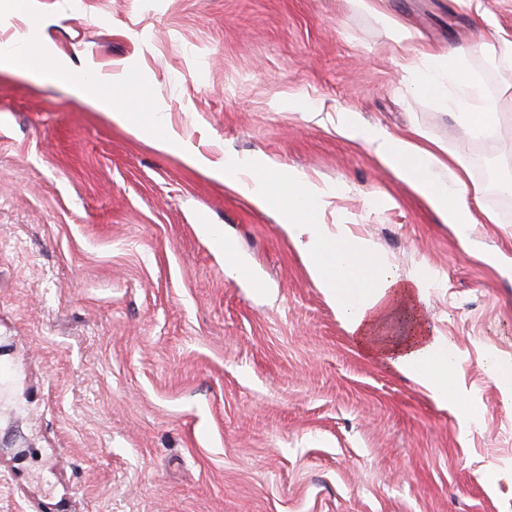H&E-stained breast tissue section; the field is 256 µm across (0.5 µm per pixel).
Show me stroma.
<instances>
[{"label":"stroma","instance_id":"1","mask_svg":"<svg viewBox=\"0 0 512 512\" xmlns=\"http://www.w3.org/2000/svg\"><path fill=\"white\" fill-rule=\"evenodd\" d=\"M0 0V37L109 74L184 148L262 157L321 193L402 273L426 276L454 348L461 406L364 356L273 214L157 150L60 82L0 71V512H512V407L487 369L512 364V209L488 192L468 232L441 223L336 115L417 129L471 158L375 16L343 0ZM381 0L468 68L502 113L512 177V0ZM149 31L142 39L141 31ZM261 278L229 275L197 222Z\"/></svg>","mask_w":512,"mask_h":512}]
</instances>
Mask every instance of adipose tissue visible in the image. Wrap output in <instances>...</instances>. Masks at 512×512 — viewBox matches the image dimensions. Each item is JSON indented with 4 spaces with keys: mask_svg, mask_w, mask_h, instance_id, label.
I'll list each match as a JSON object with an SVG mask.
<instances>
[{
    "mask_svg": "<svg viewBox=\"0 0 512 512\" xmlns=\"http://www.w3.org/2000/svg\"><path fill=\"white\" fill-rule=\"evenodd\" d=\"M381 20L395 51L413 74L416 93L441 101L469 135L479 137L500 127L497 102L471 75L467 50L438 53L421 43L415 30L386 14ZM90 104L134 137L151 138L160 150L169 149L177 139L176 133L159 136L152 126L141 125L125 101L99 93ZM336 132L345 140L364 145L420 194L443 223L459 227L471 224L470 202L478 198L480 190L471 183L460 156L414 129L396 134L383 127H362L350 112L338 113ZM183 160L189 168L233 186L261 210L278 215L312 279L335 306L338 319L363 353L412 379L431 399L459 403L452 382L455 353L426 318L421 275L401 274L375 254L368 241L353 236L346 225L316 223L315 206L299 202L300 197H314V190L296 177L277 176L274 163H266L259 171L245 163L215 167L190 152L184 153ZM360 268L366 269V277L357 276Z\"/></svg>",
    "mask_w": 512,
    "mask_h": 512,
    "instance_id": "ef3b65f1",
    "label": "adipose tissue"
}]
</instances>
